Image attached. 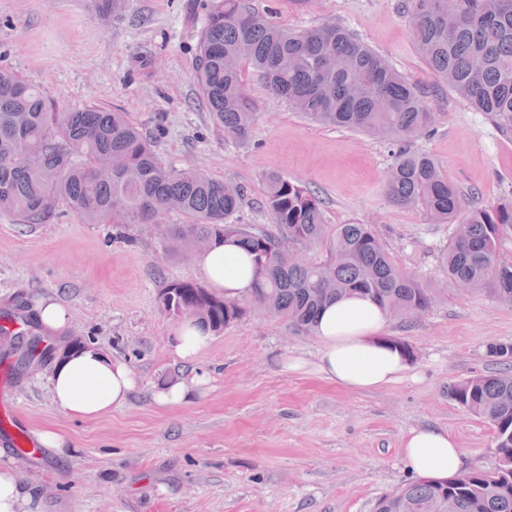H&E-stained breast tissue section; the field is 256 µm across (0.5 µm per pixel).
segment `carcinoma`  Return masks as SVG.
I'll use <instances>...</instances> for the list:
<instances>
[{
  "label": "carcinoma",
  "mask_w": 512,
  "mask_h": 512,
  "mask_svg": "<svg viewBox=\"0 0 512 512\" xmlns=\"http://www.w3.org/2000/svg\"><path fill=\"white\" fill-rule=\"evenodd\" d=\"M414 45L429 68L475 110L512 130V0H407ZM124 0H90L104 17ZM250 67L293 110L326 126L394 142H412L431 128L422 92L377 51L335 22L282 28L247 0H210L196 58L195 80L213 124L224 137L250 140L256 106L243 97ZM385 190L398 206L423 205L438 224H463L443 253L448 278L512 306V268L497 261L512 203L465 209L433 158L407 148L395 154ZM86 224H153L175 212L188 219L168 233L167 248L192 252L219 241L243 247L255 267L248 306L314 333L321 309L343 295L366 296L407 319L431 306L435 292L396 268L366 224H338L327 234L320 199L297 182L267 176L264 208L273 228L230 218L242 188L193 169L168 168L153 140L116 109L69 112L36 85L0 69V212L46 224L57 202ZM327 244L313 262L286 249ZM178 321L219 332L246 314L205 286L173 281L160 294ZM448 397L487 420L497 449L512 462V368L448 384ZM374 512H512V470L502 478L473 466L445 480L417 478L380 497Z\"/></svg>",
  "instance_id": "1"
}]
</instances>
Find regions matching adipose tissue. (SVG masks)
I'll return each instance as SVG.
<instances>
[{
    "mask_svg": "<svg viewBox=\"0 0 512 512\" xmlns=\"http://www.w3.org/2000/svg\"><path fill=\"white\" fill-rule=\"evenodd\" d=\"M197 264L225 298L248 295L253 283L250 257L231 245L201 252ZM387 316L371 299L345 296L322 311L315 335L321 344L317 370L348 390H372L397 382L406 373L401 350L381 341ZM57 408L75 419H93L127 402L137 386L128 366L97 347L61 349L47 378ZM404 460L422 477L444 479L457 473L461 451L447 431L412 430L404 443Z\"/></svg>",
    "mask_w": 512,
    "mask_h": 512,
    "instance_id": "1",
    "label": "adipose tissue"
}]
</instances>
